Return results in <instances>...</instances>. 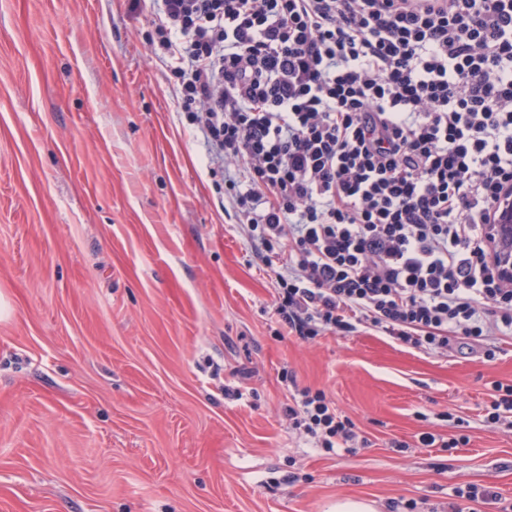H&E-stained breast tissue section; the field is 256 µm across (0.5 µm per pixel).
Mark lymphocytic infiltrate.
Segmentation results:
<instances>
[{
  "mask_svg": "<svg viewBox=\"0 0 512 512\" xmlns=\"http://www.w3.org/2000/svg\"><path fill=\"white\" fill-rule=\"evenodd\" d=\"M153 45L289 335L495 359L512 0H161ZM286 413L316 447L359 441L325 391Z\"/></svg>",
  "mask_w": 512,
  "mask_h": 512,
  "instance_id": "obj_1",
  "label": "lymphocytic infiltrate"
}]
</instances>
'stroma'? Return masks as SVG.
Returning <instances> with one entry per match:
<instances>
[{"label":"stroma","mask_w":512,"mask_h":512,"mask_svg":"<svg viewBox=\"0 0 512 512\" xmlns=\"http://www.w3.org/2000/svg\"><path fill=\"white\" fill-rule=\"evenodd\" d=\"M158 11L0 0V512H448L466 483L512 502V431L484 421L512 337L487 362L277 332L274 276L153 53ZM298 387L367 446L312 447ZM450 413L468 443L417 447Z\"/></svg>","instance_id":"obj_1"}]
</instances>
